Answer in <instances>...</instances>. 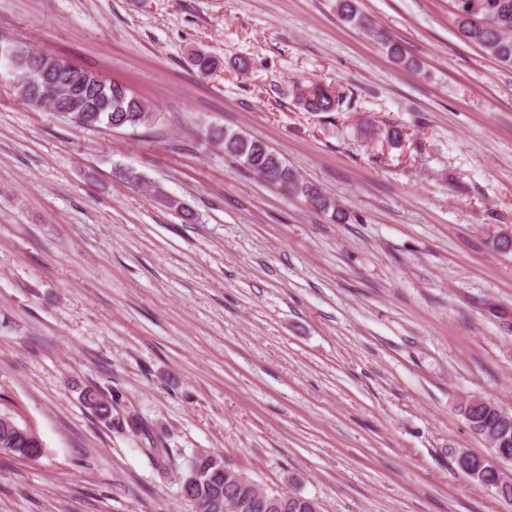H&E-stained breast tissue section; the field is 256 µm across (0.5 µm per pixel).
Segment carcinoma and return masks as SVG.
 <instances>
[{
  "label": "carcinoma",
  "mask_w": 512,
  "mask_h": 512,
  "mask_svg": "<svg viewBox=\"0 0 512 512\" xmlns=\"http://www.w3.org/2000/svg\"><path fill=\"white\" fill-rule=\"evenodd\" d=\"M449 4L459 34L500 65L512 68V0H449ZM26 52L33 54L31 67L26 69L27 76L16 87V93L31 109L56 107L73 94L88 111L70 112L66 119L80 127L136 128L150 127L156 122L154 109L126 86L108 80L102 83L95 73L81 68L61 71L57 58L29 48ZM300 101L307 112H330L340 103L329 90L317 85L300 89ZM203 140L220 142L224 154L242 169L266 178L289 194L304 197L311 205L331 213L336 222L346 221V214L336 207L334 200L302 180L265 142L215 127L203 132ZM84 399L99 418L110 419L111 402L90 391L85 392ZM497 411L498 407L491 402L476 406L467 403L463 407L464 417L473 430L497 429ZM0 448L25 459H37L42 453V449L31 447L2 426ZM182 493L200 512H227L231 504L235 512H267L261 507L262 496L276 495L231 470L221 458L207 451L196 453L188 461L182 476ZM276 496L287 503L285 512H310L306 497L285 492Z\"/></svg>",
  "instance_id": "1"
}]
</instances>
